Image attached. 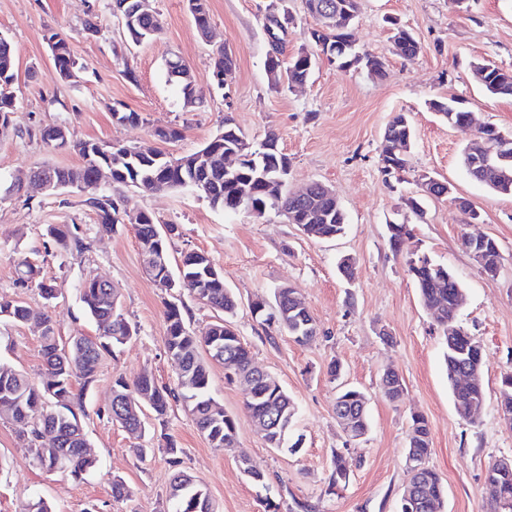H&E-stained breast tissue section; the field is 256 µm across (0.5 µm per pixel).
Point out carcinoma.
Listing matches in <instances>:
<instances>
[{
    "label": "carcinoma",
    "mask_w": 512,
    "mask_h": 512,
    "mask_svg": "<svg viewBox=\"0 0 512 512\" xmlns=\"http://www.w3.org/2000/svg\"><path fill=\"white\" fill-rule=\"evenodd\" d=\"M139 0H112L113 9L123 17L125 32L133 43L152 39L161 31L158 17L138 7ZM187 9L194 18L198 33L206 35L210 26L208 0H186ZM308 14L318 22L320 30H311L310 38L316 50L335 58L340 70L362 69L375 78L386 75L384 60L356 48L352 30L359 12L358 0H305ZM56 41L60 54L56 71L59 77L69 68L81 69L74 58L68 41L56 32L47 36ZM395 53L411 58L418 52L417 41L410 30L403 26L393 28L391 36ZM235 67L232 53L220 49L213 58L211 75L216 78ZM265 68L271 86L303 84L314 69L296 53L285 61L280 55L267 57ZM15 59L10 41L0 35V128L15 121V97L13 87ZM474 75L485 89L498 97L512 99V71L505 70L489 60L472 63ZM169 80L180 85L185 103L195 101V89L182 72L166 64ZM431 107L444 115L450 127H458L469 121V112L459 108L454 101L431 103ZM114 121L119 125L136 126L144 123L141 114L132 110L115 109ZM63 126L55 125L40 131L41 139L55 149L70 146V140L62 136ZM413 128L403 114L396 115L387 125L383 135L380 154L382 171L390 174L403 171L409 162L413 146ZM247 139L234 119L224 116V126L199 150L172 158L161 150L148 155L140 148L120 141L99 144L85 141L75 145L82 158L77 167H36L30 175L50 179L55 184L66 186L91 180L97 168L106 166L112 173V183L148 191L157 189L179 190L193 188L209 203L227 212L240 210L242 197L251 201L255 218L261 219L279 205L291 214L303 234L316 239H334L341 236L346 227V215L334 192L321 186L296 199L288 189V175L283 169L289 166L288 156L280 150L265 149V141L252 143L245 152V159L233 168L224 166V153L237 147ZM469 146L463 155V165L474 180L487 184L495 192L512 195V162L506 164L496 176L482 172L473 165V150ZM97 214L99 231L102 234L115 232L116 226L125 219L112 196L102 192L85 199ZM140 249L157 251L162 247L165 264L154 265L147 270L154 281L173 280V291L186 292L197 301L223 313V317L199 332L189 329L184 317L183 302H165L164 346L166 352L181 361L178 375L179 390L156 384L147 372L129 382L120 377L112 389V407L106 415L128 433L141 437L144 430L142 408H147L158 417L167 414L170 401H180L191 412L198 430L215 448L236 447L237 428L234 418L224 411L223 405L210 392V362L231 363L233 373L251 382L252 396L246 401L250 416L259 427L265 428L264 438L272 448L294 450L300 441H288V431L297 416V408L279 381L271 374L253 365L252 352L235 331L226 329L236 314L239 301L237 295L224 284V277L205 254L188 251L181 255L177 267H172L168 254L167 233L157 235L160 227L147 212L139 214L134 222ZM49 234L55 243L65 250L81 247L78 237L72 235L66 225L52 226ZM471 252L481 253L489 267L499 268L500 247L490 239L487 242L469 243ZM408 272L415 281L420 298L426 308H437V324L458 326L457 312L463 296V288L454 275L442 263L422 253L407 261ZM17 283L25 288L30 284L39 288L46 301L57 298L58 288L38 279V270L27 260L18 262ZM274 311H264L266 302L259 303L263 311L258 316L266 323H274L288 333L298 344H308L317 336V328L309 310L304 306L296 289L280 287L274 290ZM79 299L87 316L96 329H104L94 337L74 336L65 347L59 346L51 317L45 315L42 322L45 330L41 334L43 371L39 384H32L28 377L9 363L0 360V419H6L18 427L19 436L28 445L36 444L38 434L46 427L57 431V443L45 448H36L32 455L34 463L41 469L68 471L78 478L96 466L93 455L84 451L88 445L83 426L73 409L74 383L78 380L90 382L97 374L104 353L125 344L137 335L138 330L121 312L116 289L105 290L91 279L83 283ZM0 316L16 322L30 318L29 308L16 300H0ZM445 351L444 362L455 404L461 412L479 413L485 401L481 373L483 353L480 344L470 336H457L442 329ZM469 370L472 381L465 388L457 387L456 375ZM382 388L393 401L404 394V384L399 374L390 371L382 377ZM365 397L354 388H340L336 393V417L347 420L351 437H363L369 429ZM498 409L512 415V377L502 380ZM164 451L170 456V464L177 468L173 475L168 495L169 512H216L206 486L178 470L180 460L178 448L171 438H166ZM431 435L426 418L412 416L408 434L406 463L408 484L418 489L427 506L411 512H434L433 505L445 496L441 477L425 465L431 454ZM498 463L487 470L485 486L492 505L500 512H512V474L497 473Z\"/></svg>",
    "instance_id": "carcinoma-1"
}]
</instances>
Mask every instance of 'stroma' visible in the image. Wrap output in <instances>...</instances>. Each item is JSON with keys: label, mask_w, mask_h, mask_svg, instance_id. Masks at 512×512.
Returning a JSON list of instances; mask_svg holds the SVG:
<instances>
[{"label": "stroma", "mask_w": 512, "mask_h": 512, "mask_svg": "<svg viewBox=\"0 0 512 512\" xmlns=\"http://www.w3.org/2000/svg\"><path fill=\"white\" fill-rule=\"evenodd\" d=\"M273 0H209L213 41H203L185 0H149L162 29L152 40L131 43L112 0H0V35L15 50L17 118L0 131V191L15 175L37 164L77 166L74 149L45 144L43 128L62 125L73 141H121L152 146L179 157L196 151L232 116L249 139L275 134L290 161L288 186L312 182L330 186L346 214V230L335 239L304 235L284 217L258 219L241 211L213 208L196 191L152 192L103 180L100 189L120 210L151 213L172 224L171 263L184 252L207 254L239 298L233 326L249 345L256 365L274 375L297 410L290 432L302 446L295 452L271 448L255 429L245 408L244 387L220 364L210 368L213 396L235 417L238 445L215 448L198 431L182 404L167 415L147 413L145 432L134 438L102 412L116 378L133 380L150 372L156 383L178 385V369L163 336L164 299L146 273L133 225H118L109 235L98 231L97 216L81 196L53 195L35 188L0 200V298L21 300L31 313L49 314L61 343L72 336L95 335L79 289L96 277L117 289L122 309L138 334L102 358L96 377L75 382L82 399L81 422L98 463L75 479L66 472L37 468L14 425L0 419V512H22L30 496L50 502L55 512H166L173 473L165 438L181 448V468L202 481L219 512H397L408 473L406 448L412 415L430 427L427 460L446 487L445 512H492L485 493L489 466L512 457V426L498 413L501 380L512 375V195L494 192L471 179L461 153L471 138L452 129L435 112V101L455 100L485 124L512 132V99L488 95L472 73L473 62L488 59L512 70V0H360L355 38L360 50L383 58L387 74L375 79L363 70H339L318 61L307 83L297 89L273 88L265 70L271 51L267 17ZM292 18L279 34L283 57L309 47L312 18L305 0H283ZM95 18L96 31L85 28ZM409 29L418 42L415 57L393 51V25ZM66 35L83 69L76 81H60L48 32ZM231 50L236 67L223 87L211 79L220 47ZM178 57L196 84V100L185 103L177 84L168 82L165 62ZM144 117L142 125L119 126L113 109ZM406 114L414 142L405 172L384 175L380 153L384 131L397 114ZM174 125L182 137L160 141L155 128ZM431 175L452 186L454 198L469 201L480 213L468 225L453 200L431 199L423 219L405 209L403 197L420 192V178ZM412 225L398 249L389 245L388 226ZM68 225L83 239V251H60L48 235L52 225ZM494 239L502 254L496 276L485 275L462 244L464 234ZM428 254L456 275L464 289L457 315L480 343L485 403L474 421L460 417L443 366V339L407 270L411 253ZM353 257L345 277L341 256ZM36 263L60 294L45 301L38 288L15 285L20 257ZM296 288L317 325L312 343L301 345L251 313L252 300H271L281 286ZM0 359L39 382L41 339L31 324L0 319ZM339 362L343 381L359 389L368 404L369 431L350 440L334 412L336 384L329 374ZM397 371L405 392L390 400L381 387L386 371ZM146 447L139 458L137 447ZM342 453L345 484L329 485L334 453ZM247 454L263 472L266 486L240 469ZM122 479L129 497L112 496L113 479Z\"/></svg>", "instance_id": "stroma-1"}]
</instances>
